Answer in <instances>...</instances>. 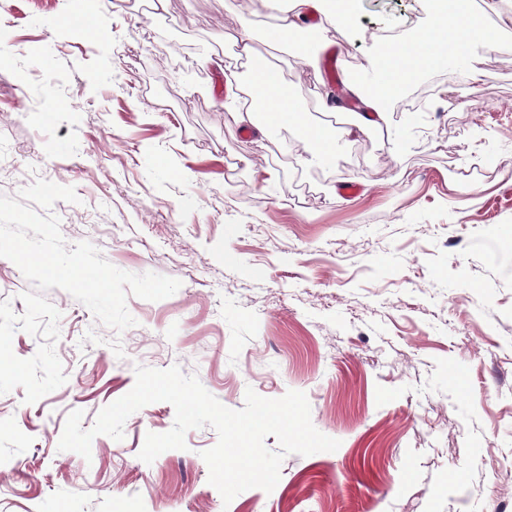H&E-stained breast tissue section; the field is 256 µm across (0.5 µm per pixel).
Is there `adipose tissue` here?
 Segmentation results:
<instances>
[{
	"mask_svg": "<svg viewBox=\"0 0 512 512\" xmlns=\"http://www.w3.org/2000/svg\"><path fill=\"white\" fill-rule=\"evenodd\" d=\"M354 0H250L249 13H267L265 38L275 47L291 46L303 31L304 22L319 16L321 45L329 47L349 19ZM431 20L412 41H393L386 54L368 58L364 77L346 80L349 96L358 99L362 112L356 113L354 126L362 130L379 126L388 105L394 104L406 80L436 64H463L468 79L480 84L484 69L474 62L471 33L481 28L483 19L497 18L502 26L512 25V16L501 9L502 0H482L480 10H472L469 0H430ZM251 104L238 107V120L257 127L260 115L271 116L279 126L294 125L302 112L300 103L289 94L274 66L252 69L249 74ZM345 136L344 130L315 126L305 134L307 148L298 157L299 165L325 164L333 159Z\"/></svg>",
	"mask_w": 512,
	"mask_h": 512,
	"instance_id": "obj_1",
	"label": "adipose tissue"
}]
</instances>
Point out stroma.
Returning a JSON list of instances; mask_svg holds the SVG:
<instances>
[{"mask_svg": "<svg viewBox=\"0 0 512 512\" xmlns=\"http://www.w3.org/2000/svg\"><path fill=\"white\" fill-rule=\"evenodd\" d=\"M74 2L0 0V194L74 187L78 203L50 209L67 247L181 287L128 296L121 332L45 291L67 381L33 404L0 394V512H512V28L475 49L483 88L403 100L299 169L301 132L239 125L225 95L248 74L210 54L250 22L256 56L326 126L327 60L359 72L377 32L426 26V0H357L328 49L300 33L311 64L270 46L243 0H98L104 30L66 25ZM138 365L179 366L231 409L249 388L303 392L340 446L286 455L272 492L228 503L201 456L213 427L139 459L174 424L167 402L132 414L122 440L95 436L90 457L59 450L68 414L92 428Z\"/></svg>", "mask_w": 512, "mask_h": 512, "instance_id": "35a3bbf8", "label": "stroma"}]
</instances>
